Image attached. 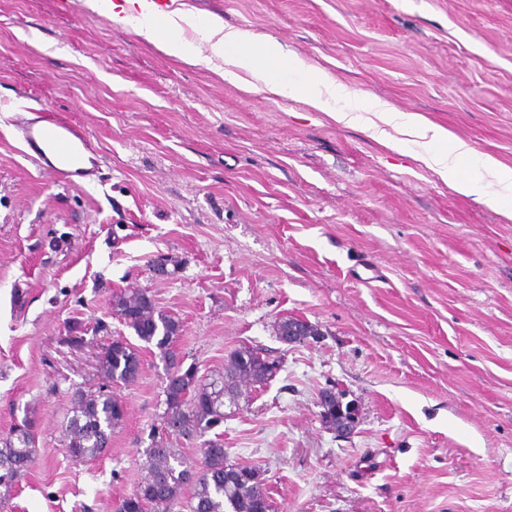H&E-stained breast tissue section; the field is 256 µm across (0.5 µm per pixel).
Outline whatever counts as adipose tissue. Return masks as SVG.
<instances>
[{"label": "adipose tissue", "mask_w": 512, "mask_h": 512, "mask_svg": "<svg viewBox=\"0 0 512 512\" xmlns=\"http://www.w3.org/2000/svg\"><path fill=\"white\" fill-rule=\"evenodd\" d=\"M90 10L134 33L160 53L181 63L213 70L254 92L265 85L273 95L304 97L337 124L361 128L388 148L401 139L415 146L413 158L458 193L512 221V167L494 155L477 153L467 141L419 112H401L386 101L359 107L354 92L310 66L277 40L225 25L216 14L184 9L160 11L155 0H86Z\"/></svg>", "instance_id": "adipose-tissue-1"}]
</instances>
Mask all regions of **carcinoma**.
Instances as JSON below:
<instances>
[{"mask_svg":"<svg viewBox=\"0 0 512 512\" xmlns=\"http://www.w3.org/2000/svg\"><path fill=\"white\" fill-rule=\"evenodd\" d=\"M111 312L133 329L140 341L158 348L166 363L163 432L187 439L214 432V438L204 442L199 463L170 447L166 439L151 438L144 449L147 473L133 495L120 500L117 512H169L186 489L190 490L185 498L188 512H275L270 489L259 469L230 460L221 434L215 429L224 423V400L235 403L244 383L266 385L280 371L279 358L265 349L243 345L230 352L224 373L206 381L198 376L195 366L183 367L173 350L182 331L180 320L158 308L147 291L129 286L113 293ZM298 321L307 327L309 336L318 335V329L308 321L288 316L275 325L280 342L288 343L284 331L288 323ZM307 337H299V342ZM99 366L109 381L132 385L141 374L142 358L131 344L113 342L103 348ZM327 392L333 399L321 404L322 418L336 429L344 418L342 405L333 389ZM124 418V407L112 394L77 390L64 433V445L72 451V459L84 462L104 453ZM32 428V421L26 416L0 438V487L7 494L27 471L26 463L33 459Z\"/></svg>","mask_w":512,"mask_h":512,"instance_id":"1","label":"carcinoma"}]
</instances>
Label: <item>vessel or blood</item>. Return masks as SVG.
<instances>
[{"mask_svg": "<svg viewBox=\"0 0 512 512\" xmlns=\"http://www.w3.org/2000/svg\"><path fill=\"white\" fill-rule=\"evenodd\" d=\"M23 140L32 157L49 162L59 178L72 180L97 173L100 162L83 130L73 122L42 114L27 122Z\"/></svg>", "mask_w": 512, "mask_h": 512, "instance_id": "1", "label": "vessel or blood"}]
</instances>
